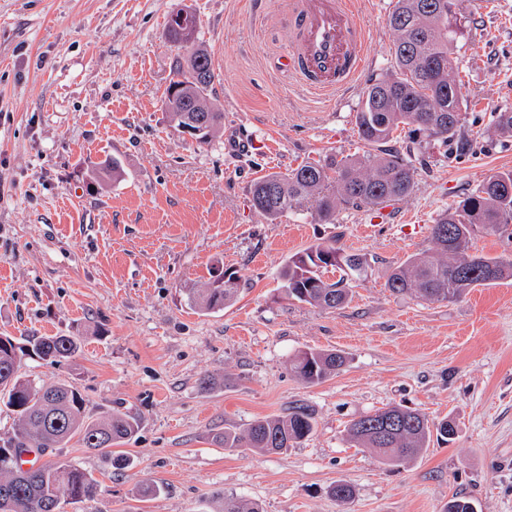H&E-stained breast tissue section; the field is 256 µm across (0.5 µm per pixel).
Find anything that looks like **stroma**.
Masks as SVG:
<instances>
[{"mask_svg":"<svg viewBox=\"0 0 512 512\" xmlns=\"http://www.w3.org/2000/svg\"><path fill=\"white\" fill-rule=\"evenodd\" d=\"M0 0V336L83 339L57 366L23 373L65 382L97 419L138 416L121 447L133 468L70 441L60 454L89 472L97 494L62 512H219L224 496L263 512H444L453 495L476 512H512V279L453 301L396 295L386 274L432 245L431 226L487 176L512 169V139L494 134L512 109V0H470L459 39L468 89L463 136L426 139L403 200L342 209L315 204L271 222L251 205L261 176L326 155L360 154L355 115L365 87L390 66L394 0H353L367 30V65L348 92L308 91L282 59L296 0ZM192 8L219 76L221 131L200 143L177 129L163 99L179 54L169 15ZM247 142L246 154L225 150ZM120 160L119 180L94 163ZM317 244L363 256L368 273L340 309L288 298L279 272ZM241 283L224 309L190 308V289L216 272ZM336 350L345 365L320 384L290 362ZM216 386L204 392L202 377ZM297 405L313 433L279 454L212 444ZM392 405L452 418V442L388 466L346 437L350 421ZM162 488L141 501L138 484ZM340 481L354 488L339 502Z\"/></svg>","mask_w":512,"mask_h":512,"instance_id":"1","label":"stroma"}]
</instances>
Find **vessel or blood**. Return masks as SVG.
<instances>
[{
	"instance_id": "vessel-or-blood-1",
	"label": "vessel or blood",
	"mask_w": 512,
	"mask_h": 512,
	"mask_svg": "<svg viewBox=\"0 0 512 512\" xmlns=\"http://www.w3.org/2000/svg\"><path fill=\"white\" fill-rule=\"evenodd\" d=\"M292 40L284 67L311 92H342L365 66L366 35L350 0H299Z\"/></svg>"
}]
</instances>
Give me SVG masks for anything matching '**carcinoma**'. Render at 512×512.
I'll return each instance as SVG.
<instances>
[{
	"label": "carcinoma",
	"mask_w": 512,
	"mask_h": 512,
	"mask_svg": "<svg viewBox=\"0 0 512 512\" xmlns=\"http://www.w3.org/2000/svg\"><path fill=\"white\" fill-rule=\"evenodd\" d=\"M464 0H396L388 17L395 35L392 65L386 76L363 91L355 125L368 151L358 157L337 159L330 155L317 164H302L286 174L270 173L251 190L252 206L270 221H276L310 198L317 203L320 221L333 224L342 207L367 208L408 197L415 186L413 149L406 155L391 146L402 125L426 138L452 142L462 134L465 84L459 78L461 59L457 42L463 33ZM197 35L198 19L191 10L181 23L166 26L167 39L186 50L176 60L168 86L178 87L168 100L177 125L188 115L206 124L207 134L218 132L224 113L211 101L216 78L207 48L197 40L187 42L182 29ZM494 133L512 137V111L492 115ZM512 225V170L498 171L455 202L431 227L432 247L408 256L387 276L386 287L396 294L411 293L429 301H451L476 286L493 285L512 278V260L467 254L468 243L480 232H497ZM339 252L332 245H317L293 255L279 277L287 295L320 308H341L350 301L346 284L360 279L367 263L358 254H346V267H338L339 279L328 282L322 271L331 266L327 257ZM232 286L217 280L203 293L189 298L198 310H212L232 303L238 295L237 276ZM81 347L78 336H35L19 345L10 336H0V393L15 415L12 434L0 444V512H59L61 499L82 500L93 496L96 481L71 461L13 469L9 457L64 447L77 439L95 453L112 455V467L133 465L112 447L134 436L137 417L120 411L91 421L85 399L70 384L45 385L20 373L23 357L57 364L74 358ZM345 364V357L332 350L309 349L295 355L291 370L307 384H319ZM315 418L304 406L281 417L254 420L247 435L232 428L213 437L220 448L247 447L264 453H280L301 443L313 432ZM450 440L455 422L444 418L431 422L401 405L378 410L350 422V441L373 449L380 460L397 466L423 453L432 434ZM222 512H262L256 503L226 496Z\"/></svg>",
	"instance_id": "carcinoma-1"
}]
</instances>
